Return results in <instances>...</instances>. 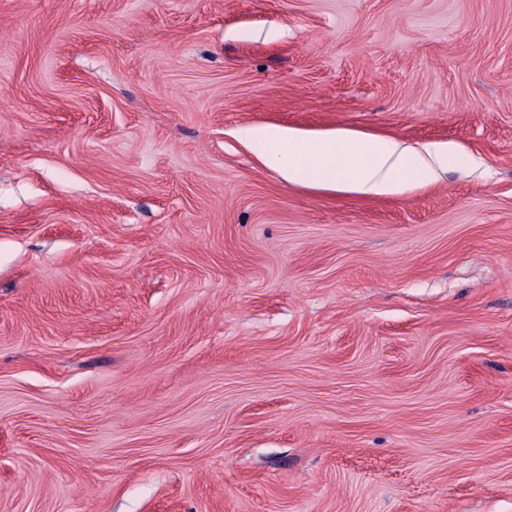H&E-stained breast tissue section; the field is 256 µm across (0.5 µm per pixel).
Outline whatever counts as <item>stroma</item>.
<instances>
[{
    "instance_id": "obj_1",
    "label": "stroma",
    "mask_w": 512,
    "mask_h": 512,
    "mask_svg": "<svg viewBox=\"0 0 512 512\" xmlns=\"http://www.w3.org/2000/svg\"><path fill=\"white\" fill-rule=\"evenodd\" d=\"M0 512H512V0H0ZM241 134L288 185L362 197L405 195L435 183L441 171L465 164L450 146L413 145L342 129L309 136L266 125Z\"/></svg>"
}]
</instances>
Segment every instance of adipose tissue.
Masks as SVG:
<instances>
[{
	"label": "adipose tissue",
	"instance_id": "adipose-tissue-1",
	"mask_svg": "<svg viewBox=\"0 0 512 512\" xmlns=\"http://www.w3.org/2000/svg\"><path fill=\"white\" fill-rule=\"evenodd\" d=\"M241 134L284 182L362 197L404 195L465 163L447 146L413 145L342 129L310 136L266 125L244 128Z\"/></svg>",
	"mask_w": 512,
	"mask_h": 512
}]
</instances>
